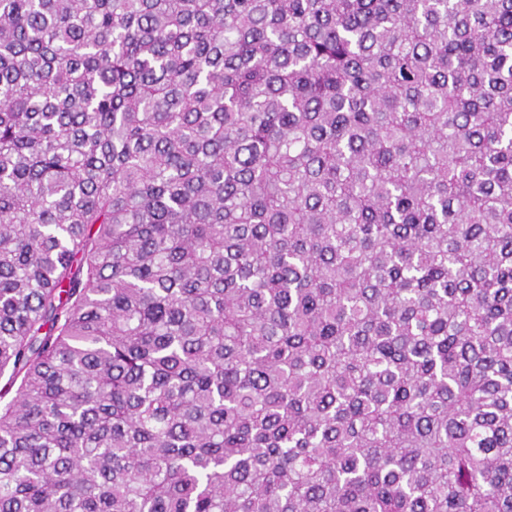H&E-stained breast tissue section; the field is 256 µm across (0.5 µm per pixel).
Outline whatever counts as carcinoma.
I'll list each match as a JSON object with an SVG mask.
<instances>
[{"mask_svg": "<svg viewBox=\"0 0 512 512\" xmlns=\"http://www.w3.org/2000/svg\"><path fill=\"white\" fill-rule=\"evenodd\" d=\"M0 512H512V0H0Z\"/></svg>", "mask_w": 512, "mask_h": 512, "instance_id": "obj_1", "label": "carcinoma"}]
</instances>
